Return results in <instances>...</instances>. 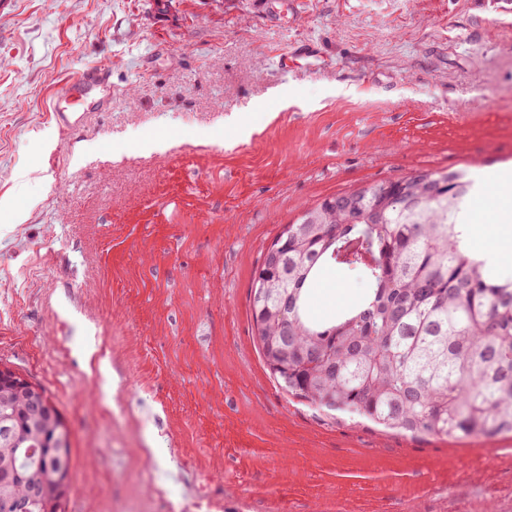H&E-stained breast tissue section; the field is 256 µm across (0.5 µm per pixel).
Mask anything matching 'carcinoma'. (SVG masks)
Returning <instances> with one entry per match:
<instances>
[{
    "mask_svg": "<svg viewBox=\"0 0 512 512\" xmlns=\"http://www.w3.org/2000/svg\"><path fill=\"white\" fill-rule=\"evenodd\" d=\"M455 176L442 200L425 193L427 174L408 175L355 208L343 192L326 196L288 225L278 267L261 269L279 293L252 302L260 353L288 394L413 434L512 433V278L467 249L463 204L476 187ZM331 265L372 288L317 321L309 286ZM5 426L15 447L33 449L20 473L46 486L35 512H64L55 478L70 473L71 454L55 441L69 431L50 419L39 431L24 411Z\"/></svg>",
    "mask_w": 512,
    "mask_h": 512,
    "instance_id": "obj_1",
    "label": "carcinoma"
}]
</instances>
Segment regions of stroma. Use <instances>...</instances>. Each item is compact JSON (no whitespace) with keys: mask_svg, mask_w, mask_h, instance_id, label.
I'll use <instances>...</instances> for the list:
<instances>
[{"mask_svg":"<svg viewBox=\"0 0 512 512\" xmlns=\"http://www.w3.org/2000/svg\"><path fill=\"white\" fill-rule=\"evenodd\" d=\"M99 63L110 93L69 104ZM505 167L512 0H0V366L70 429L65 512H163L158 482L224 512H512V435L288 395L251 299L322 198ZM110 77L111 71L106 65L96 64L89 66L80 73L76 80L69 84L64 96L66 99L79 101L89 90L107 86Z\"/></svg>","mask_w":512,"mask_h":512,"instance_id":"35a3bbf8","label":"stroma"}]
</instances>
